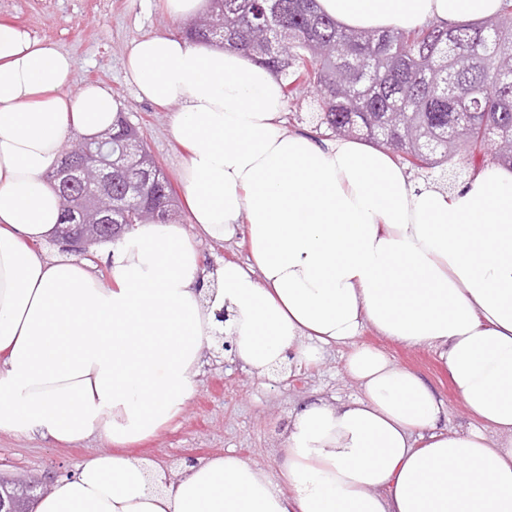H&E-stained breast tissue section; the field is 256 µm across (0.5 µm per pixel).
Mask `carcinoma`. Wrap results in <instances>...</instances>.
I'll return each mask as SVG.
<instances>
[{
  "mask_svg": "<svg viewBox=\"0 0 512 512\" xmlns=\"http://www.w3.org/2000/svg\"><path fill=\"white\" fill-rule=\"evenodd\" d=\"M189 22L193 42L237 49L283 79V93L313 92L319 123L338 136L359 131L426 179L476 166L490 143L512 163V0L477 22L353 30L317 0H212ZM132 169L115 170L112 202L128 207ZM30 484L14 479L0 498L27 512Z\"/></svg>",
  "mask_w": 512,
  "mask_h": 512,
  "instance_id": "carcinoma-1",
  "label": "carcinoma"
}]
</instances>
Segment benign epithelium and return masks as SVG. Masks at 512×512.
I'll list each match as a JSON object with an SVG mask.
<instances>
[{
  "label": "benign epithelium",
  "instance_id": "obj_1",
  "mask_svg": "<svg viewBox=\"0 0 512 512\" xmlns=\"http://www.w3.org/2000/svg\"><path fill=\"white\" fill-rule=\"evenodd\" d=\"M106 141L86 140L75 142L65 153L60 168L51 176L55 190L64 194L71 189L80 190V194L70 197L69 208L84 205L83 197L112 194V159L104 152ZM142 179L134 184L137 198L148 200L146 208L150 215L159 218L164 211L165 200L153 193V183L160 181L163 176L161 168L153 163L140 171ZM126 223V212L108 209L98 214L94 224H77L75 216L67 217V224L61 227L57 242L67 247L69 251L82 254L89 246L100 240H112L121 236Z\"/></svg>",
  "mask_w": 512,
  "mask_h": 512
}]
</instances>
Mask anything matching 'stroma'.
I'll return each mask as SVG.
<instances>
[{"instance_id":"1","label":"stroma","mask_w":512,"mask_h":512,"mask_svg":"<svg viewBox=\"0 0 512 512\" xmlns=\"http://www.w3.org/2000/svg\"><path fill=\"white\" fill-rule=\"evenodd\" d=\"M0 21L15 23L74 56L72 89L88 82L111 86L122 112L138 127L146 150L160 163L175 192H182L181 152L170 134V109L138 100L124 79L130 42L151 34L180 35L181 21L161 10L158 0H0ZM361 340L427 381L448 407L443 427L452 432L469 427L471 418L433 350L394 343L370 328ZM347 352L346 346L337 345L317 363L256 377L237 364L225 363L223 354L207 351L198 392L181 418L130 453L174 475L189 461L230 449L247 461L274 469L283 434L299 402L319 394L341 400L357 395L358 388L345 370ZM110 448V443L96 436L59 446L37 436L0 434V481L22 474L54 480Z\"/></svg>"}]
</instances>
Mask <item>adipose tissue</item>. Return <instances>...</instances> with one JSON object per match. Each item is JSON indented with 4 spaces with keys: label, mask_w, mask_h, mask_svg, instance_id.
Instances as JSON below:
<instances>
[{
    "label": "adipose tissue",
    "mask_w": 512,
    "mask_h": 512,
    "mask_svg": "<svg viewBox=\"0 0 512 512\" xmlns=\"http://www.w3.org/2000/svg\"><path fill=\"white\" fill-rule=\"evenodd\" d=\"M318 4L358 30L475 21L501 0ZM76 66L0 22V434L117 447L34 512H512V168L413 185L383 150L286 131L280 80L238 50L154 34L126 79L174 108L194 229L135 225L97 265L51 257L62 210L44 177L118 110L106 85L69 92ZM240 232L246 263L207 270L199 241ZM367 327L436 352L474 426L442 429L443 400L359 344ZM218 332L256 377L348 346L359 394L294 408L272 471L229 450L174 477L125 454L182 416Z\"/></svg>",
    "instance_id": "obj_1"
}]
</instances>
